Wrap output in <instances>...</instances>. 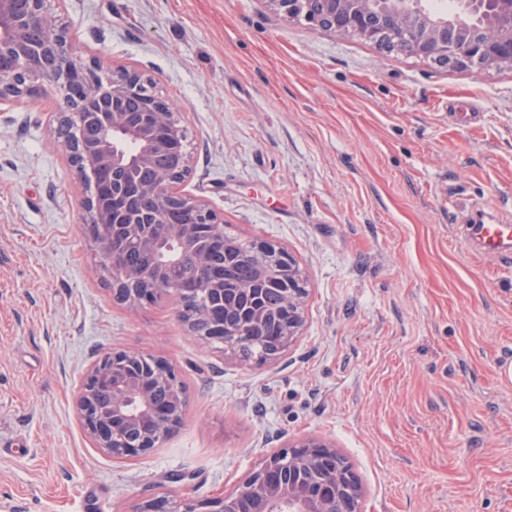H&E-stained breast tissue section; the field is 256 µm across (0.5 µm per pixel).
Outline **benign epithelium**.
I'll return each instance as SVG.
<instances>
[{
    "label": "benign epithelium",
    "instance_id": "1",
    "mask_svg": "<svg viewBox=\"0 0 512 512\" xmlns=\"http://www.w3.org/2000/svg\"><path fill=\"white\" fill-rule=\"evenodd\" d=\"M268 9L284 20L302 18L311 26L338 35L355 31L365 41L380 48L389 45L375 32L374 19L410 42L412 55L440 62L453 70L473 67L512 69V0H457L455 13L448 18H434L414 6V0H264ZM45 0H0V56L9 54L20 66L0 65V101L32 100L29 91L42 95L51 90L63 99L82 107L98 106L93 111L96 130L85 143L63 138L59 147L68 159L75 157L99 168L104 175L123 173L122 189L145 196L152 209L138 215L133 226L141 245L156 251L160 239L151 226L163 224L166 236L187 246L198 248L203 239L224 233V220L205 202L178 191L175 179L188 175L190 158L184 152L180 127L169 124V114L176 111L165 98L147 97L131 109L137 112L129 120V100L141 95L147 77L132 66L112 68V77L103 79L92 67H84L65 59L67 39L56 29L45 13ZM36 18L45 26V38L29 41L26 22ZM181 156L179 170L163 173L157 181L144 186L137 181L139 169L147 166L159 150ZM81 163V164H83ZM76 164V170H81ZM178 210V224L167 220L171 210ZM256 248L274 252L288 264V281L283 290L287 316L281 321L282 331L267 361L279 359L297 340L304 325L303 302L308 295L305 279L294 258L284 248L258 241ZM113 297L130 306L151 302L138 289H113ZM269 316L258 299L241 308L236 302L224 305V313H212L209 333L201 337L207 344H220L224 351H235L242 327L263 328ZM164 378L170 385V403L165 407L152 404L154 382ZM185 396L175 368L158 357L114 348L105 353L85 375L77 395L79 419L95 446L120 459H139L154 450L155 426L176 430L181 426L178 406ZM137 401L141 409L143 433L139 442L117 448L112 437L130 417L129 407ZM286 468L299 474L293 480H272L269 472ZM308 471L318 473L313 482L304 481ZM349 496L343 512H361L363 488L351 465L337 449L318 438H303L271 453L262 465L244 481L241 489L229 495L205 499L187 498L181 512H336L341 494ZM136 512H173L172 502L164 493L142 501Z\"/></svg>",
    "mask_w": 512,
    "mask_h": 512
}]
</instances>
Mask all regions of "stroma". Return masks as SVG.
<instances>
[{"label": "stroma", "mask_w": 512, "mask_h": 512, "mask_svg": "<svg viewBox=\"0 0 512 512\" xmlns=\"http://www.w3.org/2000/svg\"><path fill=\"white\" fill-rule=\"evenodd\" d=\"M69 57L151 77L187 131L182 194L285 248L309 294L296 343L243 362L174 301L117 302L55 145L64 101L0 103V512H133L238 490L306 437L347 458L362 512H512V70H452L282 21L263 0H50ZM166 358L181 427L149 456L97 448L76 409L104 352ZM463 237L480 252L508 257L512 254L511 224H485L483 221L465 224Z\"/></svg>", "instance_id": "1"}]
</instances>
